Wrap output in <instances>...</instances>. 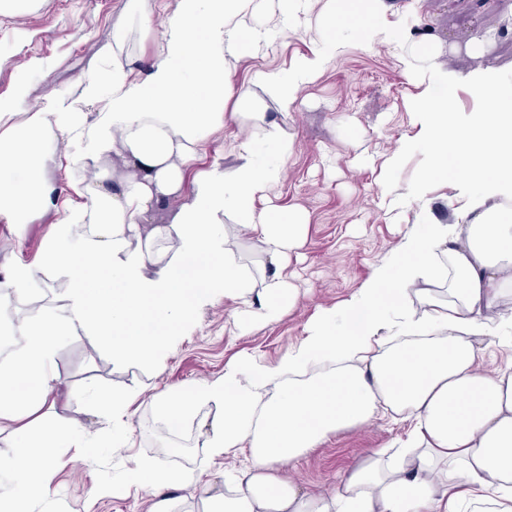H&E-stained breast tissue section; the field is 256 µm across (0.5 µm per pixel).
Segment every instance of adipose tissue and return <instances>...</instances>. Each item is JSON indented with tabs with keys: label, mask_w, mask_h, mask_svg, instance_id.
<instances>
[{
	"label": "adipose tissue",
	"mask_w": 512,
	"mask_h": 512,
	"mask_svg": "<svg viewBox=\"0 0 512 512\" xmlns=\"http://www.w3.org/2000/svg\"><path fill=\"white\" fill-rule=\"evenodd\" d=\"M312 3L176 0L145 67H135L117 32L100 49L107 68L76 89L26 107L42 67L30 58L0 94V227L18 237L34 216L51 217L41 259L0 277V305L37 282L62 288L57 305H41L37 320L20 327L22 347L0 364V424H20L19 453L0 457V482L21 488L0 496V512H26L31 473L49 469L53 449L70 444L68 427L31 444L21 423L60 384L59 339L83 338L116 360L159 369L217 293L239 300L234 325L242 331L294 304L286 270L308 215L273 202L294 137L268 107L285 114L300 103L329 50L340 47L336 26L326 23L323 48L289 68L259 71L252 86H236L234 70L268 44L271 23L294 30ZM405 65L410 79L427 84L414 112L425 173L406 196L423 199L434 182L452 179L456 220L420 213L425 231L398 247L406 261L377 268L343 310L309 321L305 339L276 365L233 363L221 382L157 396L165 423L199 401L223 403V416L203 432L204 448L214 459L249 452L246 464L225 469L224 491L207 496L206 512H512V365L487 373L479 343L499 330L492 314L512 293V79L491 67L462 77L415 51ZM463 82L481 105L452 120ZM228 114L273 144L278 162H259L245 140L233 174L217 163L200 168L203 142ZM66 163L93 173L76 202L54 176ZM180 196L172 222L153 223ZM228 218L259 239L262 293L227 246ZM134 238L140 248H131ZM160 241L170 250L162 262L152 252ZM439 283L446 294H435ZM389 411L409 422L406 439L397 451L368 453L330 495L280 474L283 463ZM129 475L153 490L150 512H174L168 488H202L200 475L151 461L135 462Z\"/></svg>",
	"instance_id": "adipose-tissue-1"
}]
</instances>
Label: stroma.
<instances>
[{
    "mask_svg": "<svg viewBox=\"0 0 512 512\" xmlns=\"http://www.w3.org/2000/svg\"><path fill=\"white\" fill-rule=\"evenodd\" d=\"M125 5L126 0H47L39 15L0 23V94L10 91L17 67L30 57L41 60L43 68L32 78L29 104L74 87L83 74L100 66L99 49L118 29L128 36L129 54L149 61L156 41ZM359 8L366 22L382 20L399 28L410 43L432 44L436 68L464 76L492 66L512 76V0H489L477 13L466 0H384L380 8L374 0H361ZM20 29L25 32L21 38L16 35ZM336 32L341 49L304 90L303 103L281 119L296 140L276 204L285 210L303 209L309 217L304 243L288 266L296 303L282 318L240 332L232 325L236 301L216 296L198 312L161 372L147 364L117 362L110 351L86 340H60L55 371L64 391L44 411L54 421L80 422L91 449L86 454L76 448L56 449L53 469L30 500L31 512H149L153 497L129 483L127 472L134 460L158 457L167 448L180 449L181 455L166 460V467L201 473L212 493L223 492V460L210 459L198 445L201 425L217 414L216 404L197 403L184 430L168 438L162 434L155 394L187 382H220L225 366L235 361L275 365L305 338L307 322L322 308L343 306L375 269L395 259L406 237L422 232L417 222L421 209L452 222L446 203L454 188L444 181L424 200L408 202L403 216L380 206V179H387L400 195L424 172L418 148L399 168H385L399 141L415 133L413 112L423 87L406 76L403 49L363 43L341 16ZM475 44L480 53L472 52ZM321 45L320 22L313 11L297 31L275 32L266 50L243 57L235 81L250 84L256 71L288 68ZM47 223V217H35L19 237L0 231V275L15 260L31 262L40 256ZM95 389L136 395L120 442L112 440L111 413L82 399L84 392ZM405 435V423L389 413L336 433L288 465L286 473L308 490L327 493L356 459L392 447Z\"/></svg>",
    "mask_w": 512,
    "mask_h": 512,
    "instance_id": "35a3bbf8",
    "label": "stroma"
}]
</instances>
